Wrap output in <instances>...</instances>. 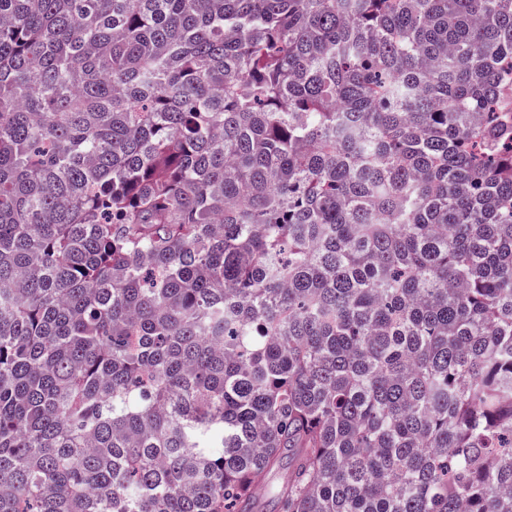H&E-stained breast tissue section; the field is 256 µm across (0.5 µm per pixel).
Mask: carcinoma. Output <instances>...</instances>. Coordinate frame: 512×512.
<instances>
[{"label": "carcinoma", "instance_id": "cac0c4a2", "mask_svg": "<svg viewBox=\"0 0 512 512\" xmlns=\"http://www.w3.org/2000/svg\"><path fill=\"white\" fill-rule=\"evenodd\" d=\"M512 512V0H0V512Z\"/></svg>", "mask_w": 512, "mask_h": 512}]
</instances>
